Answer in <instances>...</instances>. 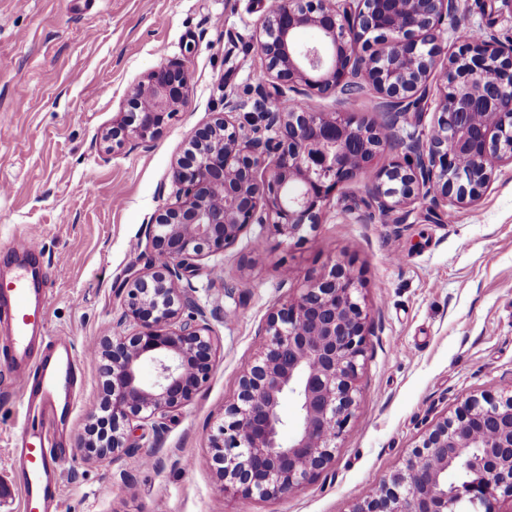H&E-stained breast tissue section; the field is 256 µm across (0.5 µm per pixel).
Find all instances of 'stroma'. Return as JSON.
<instances>
[{
    "mask_svg": "<svg viewBox=\"0 0 512 512\" xmlns=\"http://www.w3.org/2000/svg\"><path fill=\"white\" fill-rule=\"evenodd\" d=\"M460 26L512 42L504 0H455ZM272 0H0V272L27 237L41 243L48 325L81 354L83 383L69 419L85 426L103 397L84 340L113 330L128 268L144 267L147 226L171 201L170 171L192 128L225 96H275L258 50ZM183 61L188 105L156 139L105 151L128 93L163 59ZM373 90L343 103L308 95L316 112L375 119ZM371 173H357L306 240L252 225L224 251L220 271L198 260L187 282L217 333L204 389L162 424L136 422V451L84 459L68 434L57 468L58 512H351L356 498L398 472L424 433L468 396L512 388V164L495 168L469 206L421 197L383 215ZM351 263L368 307L359 404L334 460L297 495L224 497L210 436L251 364L270 311L335 262ZM0 350V485L25 426L22 398Z\"/></svg>",
    "mask_w": 512,
    "mask_h": 512,
    "instance_id": "stroma-1",
    "label": "stroma"
}]
</instances>
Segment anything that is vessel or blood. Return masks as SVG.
<instances>
[{
	"label": "vessel or blood",
	"instance_id": "obj_1",
	"mask_svg": "<svg viewBox=\"0 0 512 512\" xmlns=\"http://www.w3.org/2000/svg\"><path fill=\"white\" fill-rule=\"evenodd\" d=\"M0 299L9 305L0 339L8 346L15 385L31 413L12 444L22 464L5 493L19 498L21 512H47L62 490L53 465L63 413L59 388L76 385L79 363L70 336L49 334L47 305L24 274L0 280Z\"/></svg>",
	"mask_w": 512,
	"mask_h": 512
}]
</instances>
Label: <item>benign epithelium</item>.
<instances>
[{
	"label": "benign epithelium",
	"instance_id": "7a95c632",
	"mask_svg": "<svg viewBox=\"0 0 512 512\" xmlns=\"http://www.w3.org/2000/svg\"><path fill=\"white\" fill-rule=\"evenodd\" d=\"M454 0H274L259 22L258 49L278 97L253 103L257 123L232 120L247 103L224 98V115L188 134L189 150L171 171L176 202L149 225L153 258L121 288L118 324L128 332L97 338L95 359L111 380L112 439L100 445L85 429L76 447L90 459L116 462L138 445L135 421H158L207 384L215 332L183 284L204 257L219 258L253 224L303 240L326 203L357 172L371 170L370 195L383 214L408 205L420 189L453 204H471L497 161L512 162V45L482 35L447 55L445 19ZM313 28L322 41L302 44ZM444 81L428 144L399 140L401 161L377 166L392 131L403 135L405 109L426 93L431 74ZM373 87L388 106L374 125L347 112H291L284 102L301 86L322 95ZM183 64L167 59L134 89L106 143L157 137L190 99ZM368 310L359 278L336 262L280 303L261 330L264 341L241 376L211 435L219 490L238 499L300 493L331 463L361 395ZM154 365L146 384L140 369ZM298 409L294 432L281 401ZM468 463L448 487V470ZM512 498V391L472 395L437 421L404 467L359 497L352 512H503Z\"/></svg>",
	"mask_w": 512,
	"mask_h": 512
}]
</instances>
